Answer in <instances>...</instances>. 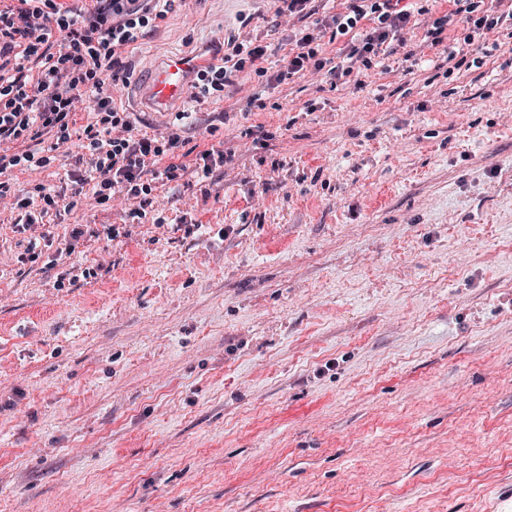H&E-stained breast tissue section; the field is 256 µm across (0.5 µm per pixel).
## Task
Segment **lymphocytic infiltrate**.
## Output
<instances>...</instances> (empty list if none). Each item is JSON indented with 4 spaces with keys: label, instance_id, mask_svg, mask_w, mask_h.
Segmentation results:
<instances>
[{
    "label": "lymphocytic infiltrate",
    "instance_id": "1",
    "mask_svg": "<svg viewBox=\"0 0 512 512\" xmlns=\"http://www.w3.org/2000/svg\"><path fill=\"white\" fill-rule=\"evenodd\" d=\"M448 11L437 15L440 2ZM345 12L314 19L313 0H281L278 15L313 18L310 27L296 29L281 45L279 69L266 64L268 48L250 39L231 38L221 55L195 78V95L224 98L241 72L272 82L329 72L350 75L371 69L385 45L399 40L410 26L422 25L433 44L444 41L452 24H463L467 41L480 39L499 23L485 9V0H346ZM182 0H18L0 8V196L9 189L14 172L50 167L72 138L79 114H86L80 152L67 182L35 184L13 198L24 211L19 233H30L27 261L44 251L33 230L50 212L72 210L90 201L101 207L115 199L131 202L129 215L144 222L153 211L158 183L178 180L186 172L207 178L224 167V151H199L192 163L181 160L185 141L179 133L151 135L137 130L132 113L115 104L110 89L126 82L125 59L140 40L154 32ZM350 36L339 51L342 64L325 56L320 40L325 32Z\"/></svg>",
    "mask_w": 512,
    "mask_h": 512
}]
</instances>
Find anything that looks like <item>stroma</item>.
Returning <instances> with one entry per match:
<instances>
[{"mask_svg":"<svg viewBox=\"0 0 512 512\" xmlns=\"http://www.w3.org/2000/svg\"><path fill=\"white\" fill-rule=\"evenodd\" d=\"M277 7L185 0L116 101L171 132L152 71L278 46ZM511 32L180 104L230 162L160 183L161 226L50 217L54 267L0 205V512H512Z\"/></svg>","mask_w":512,"mask_h":512,"instance_id":"stroma-1","label":"stroma"}]
</instances>
